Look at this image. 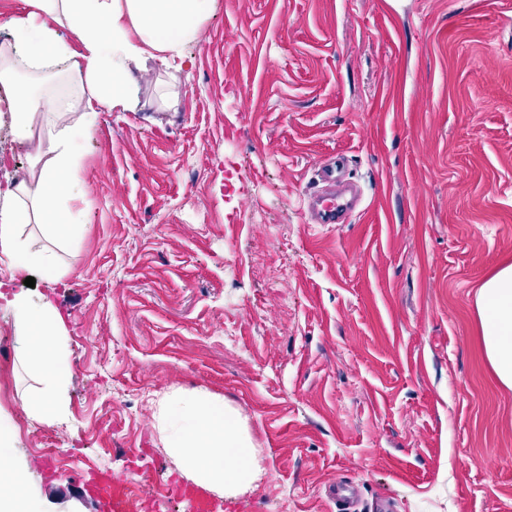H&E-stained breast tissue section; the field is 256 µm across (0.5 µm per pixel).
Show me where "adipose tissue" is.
Listing matches in <instances>:
<instances>
[{
  "mask_svg": "<svg viewBox=\"0 0 512 512\" xmlns=\"http://www.w3.org/2000/svg\"><path fill=\"white\" fill-rule=\"evenodd\" d=\"M26 15L8 22L11 53L0 55V86L11 91L12 120L18 139L29 142L34 166L0 207V261L20 270L38 271L58 281L56 251L66 246L83 213V155L78 143L94 124L100 108L124 112L140 105L137 71L148 61L183 69L186 53L197 42L215 0H26ZM78 36L82 52L73 51ZM67 66L75 75L73 91L22 89L21 69ZM69 117L56 126L57 114ZM46 225L48 246L26 250L21 225ZM10 305L26 362L40 386L22 398L35 419L51 423L63 411L71 376L63 317L51 303L34 304L17 295ZM474 305L481 323L486 359L498 381L512 389V264L482 282ZM157 430L169 454L197 485L225 496L252 490L266 474L264 458L239 412L223 397L200 390H175L159 406ZM14 442L0 423V512H37L7 453Z\"/></svg>",
  "mask_w": 512,
  "mask_h": 512,
  "instance_id": "adipose-tissue-1",
  "label": "adipose tissue"
}]
</instances>
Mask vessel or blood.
Masks as SVG:
<instances>
[{
	"mask_svg": "<svg viewBox=\"0 0 512 512\" xmlns=\"http://www.w3.org/2000/svg\"><path fill=\"white\" fill-rule=\"evenodd\" d=\"M309 210L319 224L347 223L352 210L332 192H325L312 198ZM81 491L95 499L100 512H160V501L156 496L144 495L132 499L127 482L112 471L92 470L82 475L79 481ZM170 491L173 497L189 504L191 512H224L223 502L215 499L204 488L183 482L173 483Z\"/></svg>",
	"mask_w": 512,
	"mask_h": 512,
	"instance_id": "b4317fda",
	"label": "vessel or blood"
}]
</instances>
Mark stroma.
Listing matches in <instances>:
<instances>
[{
    "mask_svg": "<svg viewBox=\"0 0 512 512\" xmlns=\"http://www.w3.org/2000/svg\"><path fill=\"white\" fill-rule=\"evenodd\" d=\"M186 52L181 71L148 63L138 111L98 113L82 141L60 284L0 262V420L41 512H98L76 489L91 469L151 473L187 512L155 428L175 389L223 397L266 458L227 506L342 512V479L357 512H512V390L473 305L512 264V0H216ZM333 155L362 203L313 224ZM30 165L0 94V203ZM17 294L64 317L55 424L21 405L39 380Z\"/></svg>",
    "mask_w": 512,
    "mask_h": 512,
    "instance_id": "35a3bbf8",
    "label": "stroma"
}]
</instances>
